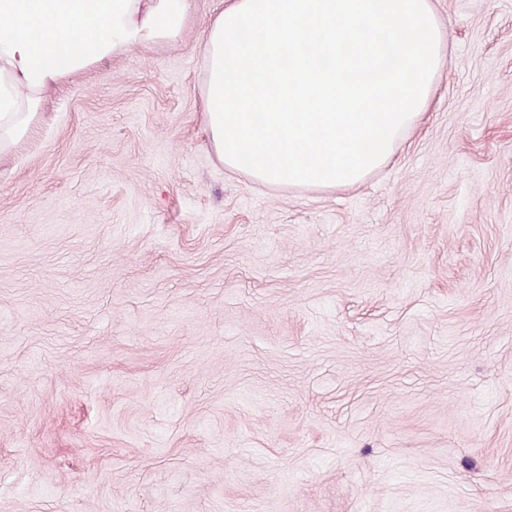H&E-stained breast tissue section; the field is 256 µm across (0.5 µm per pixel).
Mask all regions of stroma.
Masks as SVG:
<instances>
[{"label": "stroma", "instance_id": "35a3bbf8", "mask_svg": "<svg viewBox=\"0 0 512 512\" xmlns=\"http://www.w3.org/2000/svg\"><path fill=\"white\" fill-rule=\"evenodd\" d=\"M423 121L350 188L219 160L175 45L0 157V512H512V0H433Z\"/></svg>", "mask_w": 512, "mask_h": 512}]
</instances>
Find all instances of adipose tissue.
<instances>
[{"label": "adipose tissue", "mask_w": 512, "mask_h": 512, "mask_svg": "<svg viewBox=\"0 0 512 512\" xmlns=\"http://www.w3.org/2000/svg\"><path fill=\"white\" fill-rule=\"evenodd\" d=\"M192 0H0V156L49 88L132 48L178 43Z\"/></svg>", "instance_id": "obj_1"}]
</instances>
